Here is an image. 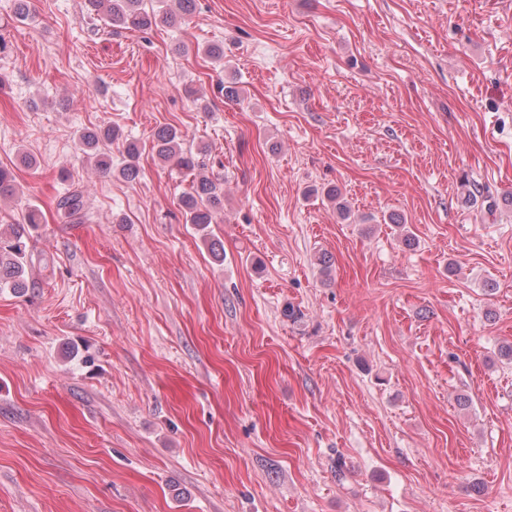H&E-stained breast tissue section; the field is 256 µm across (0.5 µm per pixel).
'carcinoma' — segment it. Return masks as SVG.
Returning a JSON list of instances; mask_svg holds the SVG:
<instances>
[{
  "label": "carcinoma",
  "mask_w": 512,
  "mask_h": 512,
  "mask_svg": "<svg viewBox=\"0 0 512 512\" xmlns=\"http://www.w3.org/2000/svg\"><path fill=\"white\" fill-rule=\"evenodd\" d=\"M145 0H86L89 11L104 12L113 27L133 30H147L159 25L174 26L189 14L194 0H176V9L147 10ZM118 130L107 127L95 131H84L79 136V145L94 167L110 173L126 182L135 181L140 175L138 166L139 148L129 142L124 146L125 160L117 169L112 167V156L102 152V140L118 139ZM153 150L159 161L175 162L176 166L195 170L198 164L194 158L185 155L182 149V135L174 127L160 128L154 138ZM16 194L12 173L0 167V199ZM57 215L66 224H80L88 210V196L79 186H72L54 199ZM181 206L185 223L193 224L201 232V238L208 243L209 252L215 257L224 255V249L217 248V242L208 240V225L216 223L224 211V187L218 179L199 172L195 174L191 191L184 193ZM41 214L37 208H28L19 224L9 225V232L0 231V288L23 292L29 287L28 253L29 234L27 228L40 223Z\"/></svg>",
  "instance_id": "obj_1"
}]
</instances>
